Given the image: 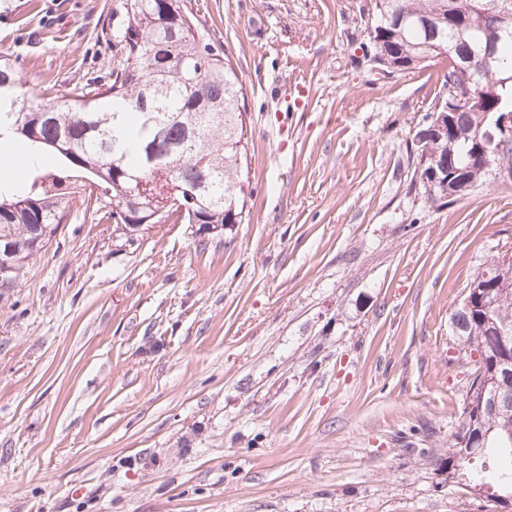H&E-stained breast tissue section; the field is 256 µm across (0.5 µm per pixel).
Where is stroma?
Instances as JSON below:
<instances>
[{
    "label": "stroma",
    "mask_w": 512,
    "mask_h": 512,
    "mask_svg": "<svg viewBox=\"0 0 512 512\" xmlns=\"http://www.w3.org/2000/svg\"><path fill=\"white\" fill-rule=\"evenodd\" d=\"M121 2L0 0L24 92L108 72ZM191 3L245 83L246 220L129 243L75 202L0 288V512H506L443 468L512 182L428 202L441 69L380 72L370 0Z\"/></svg>",
    "instance_id": "stroma-1"
}]
</instances>
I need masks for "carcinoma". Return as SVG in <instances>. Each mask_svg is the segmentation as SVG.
<instances>
[{"label": "carcinoma", "mask_w": 512, "mask_h": 512, "mask_svg": "<svg viewBox=\"0 0 512 512\" xmlns=\"http://www.w3.org/2000/svg\"><path fill=\"white\" fill-rule=\"evenodd\" d=\"M118 23L102 37L121 57L108 79L92 77L68 98L34 100L22 91L15 62L0 55V144L21 140L34 155L51 151L59 163L29 165L21 185L0 186V265L18 282L26 263L70 219L77 199L83 219L115 224L132 240L123 214L141 219L163 202L168 218L196 223L221 236L245 220L247 126L242 84L230 58L210 48L209 31L189 0H122ZM374 54L395 57L399 69L435 65L429 56L469 47L476 67L495 41L493 66L475 75L468 90L479 107L455 111L448 125V172L463 189L448 201L424 190L444 208L512 174V145L495 151V122L512 114V0H374ZM427 17L436 38L427 43L411 20ZM440 148L423 141L412 150L424 182ZM186 206V213L180 206ZM452 316L462 320L461 343L478 354L455 436L468 435L477 455L448 460V471H465L474 487L512 488V393L498 403L496 388L512 381V348L503 355L497 329L512 331V261L475 272Z\"/></svg>", "instance_id": "carcinoma-1"}]
</instances>
